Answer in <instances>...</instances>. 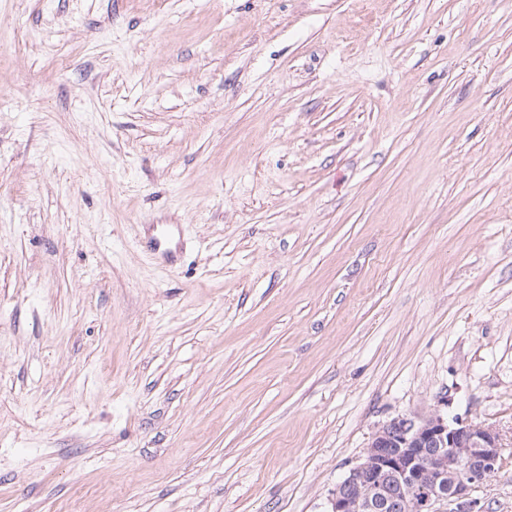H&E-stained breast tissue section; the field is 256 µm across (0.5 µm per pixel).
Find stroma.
<instances>
[{
	"mask_svg": "<svg viewBox=\"0 0 512 512\" xmlns=\"http://www.w3.org/2000/svg\"><path fill=\"white\" fill-rule=\"evenodd\" d=\"M442 400L512 512V0H0V512H327Z\"/></svg>",
	"mask_w": 512,
	"mask_h": 512,
	"instance_id": "1",
	"label": "stroma"
}]
</instances>
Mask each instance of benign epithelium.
I'll use <instances>...</instances> for the list:
<instances>
[{
	"label": "benign epithelium",
	"mask_w": 512,
	"mask_h": 512,
	"mask_svg": "<svg viewBox=\"0 0 512 512\" xmlns=\"http://www.w3.org/2000/svg\"><path fill=\"white\" fill-rule=\"evenodd\" d=\"M439 402L422 416L394 418L373 435L360 462L329 492V512H438L456 502L476 506L472 492L499 467L502 438L475 420L450 419Z\"/></svg>",
	"instance_id": "1"
}]
</instances>
